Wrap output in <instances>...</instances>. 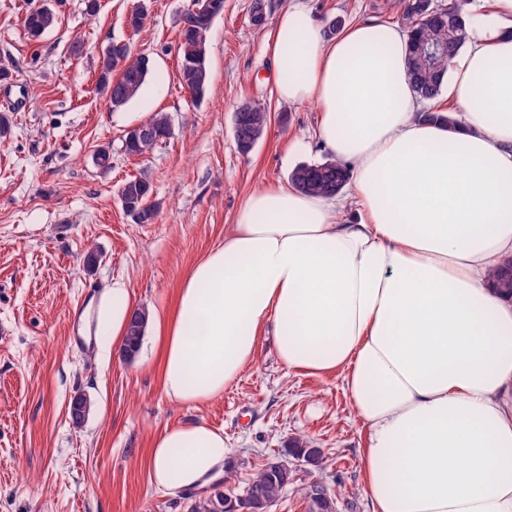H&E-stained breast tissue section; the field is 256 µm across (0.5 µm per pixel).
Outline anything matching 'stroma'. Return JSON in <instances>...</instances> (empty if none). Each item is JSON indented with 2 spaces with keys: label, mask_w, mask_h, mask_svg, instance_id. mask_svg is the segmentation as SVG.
<instances>
[{
  "label": "stroma",
  "mask_w": 512,
  "mask_h": 512,
  "mask_svg": "<svg viewBox=\"0 0 512 512\" xmlns=\"http://www.w3.org/2000/svg\"><path fill=\"white\" fill-rule=\"evenodd\" d=\"M304 2L322 28L367 19L395 23V0H267L272 15ZM44 0H0V58L13 81L0 84V512H188L198 490L150 486L147 456L175 424L223 429L227 487L241 492L257 469L306 438L324 453L303 464L271 512H308L305 488L322 480L338 512H370L362 452L368 432L338 375L291 372L272 337L215 400L170 401L146 332L133 360L96 324V306L113 282L135 307L167 311L190 268L224 240L246 197L285 185L302 163L322 161L314 104L280 101L269 51L272 27L249 22L251 0H224L208 40L210 90L194 104L179 81V19L192 0H149L148 19L132 31L126 16L139 0H51L54 30L32 38L22 19ZM112 40L148 54L153 75L141 93L111 107L96 88L97 59ZM27 109H19L18 97ZM249 100L266 102L271 123L250 153L234 141L232 116ZM168 113L171 135L148 154L121 150L125 131ZM109 150L111 167L97 166ZM147 176L159 211L136 224L119 188ZM96 247L100 262L86 268ZM90 405L74 420L70 405Z\"/></svg>",
  "instance_id": "35a3bbf8"
}]
</instances>
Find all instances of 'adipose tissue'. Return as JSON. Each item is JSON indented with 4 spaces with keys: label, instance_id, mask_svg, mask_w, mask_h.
<instances>
[{
    "label": "adipose tissue",
    "instance_id": "obj_1",
    "mask_svg": "<svg viewBox=\"0 0 512 512\" xmlns=\"http://www.w3.org/2000/svg\"><path fill=\"white\" fill-rule=\"evenodd\" d=\"M406 45L396 24L329 41L307 7L278 15L277 95L315 104L347 190L247 197L159 319L162 387L220 397L272 333L286 369L339 374L368 429L372 512H512V297L489 279L512 259V0H491L451 61L454 129L421 120ZM133 310L113 283L97 324L124 342ZM226 455L223 430L167 427L150 483L199 487Z\"/></svg>",
    "mask_w": 512,
    "mask_h": 512
}]
</instances>
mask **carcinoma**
Here are the masks:
<instances>
[{"label": "carcinoma", "instance_id": "carcinoma-1", "mask_svg": "<svg viewBox=\"0 0 512 512\" xmlns=\"http://www.w3.org/2000/svg\"><path fill=\"white\" fill-rule=\"evenodd\" d=\"M207 1L217 9L216 15L224 13V0H195L180 20V80L195 102L203 100L210 88L207 46L213 22L199 12ZM469 4L470 0H402V23L408 35L407 72L412 90L422 102H430L440 95L451 60L466 44L467 31L473 20ZM56 23V13L47 4L28 11L23 20L26 31L34 37L43 35ZM439 45L443 47L441 56L433 53ZM150 75L148 55L133 51L127 42L113 41L99 55L97 87L114 108L134 99ZM242 108L240 127L234 139L239 152L247 154L267 130L271 115L266 103L256 100L244 103ZM144 124L154 129L155 136L151 139L124 136L122 151L125 154L143 155L171 134L170 117L165 112L154 113ZM290 180L304 192L334 196L347 184L349 170L328 158L297 166L291 172ZM152 194V184L145 176L134 177L122 185L119 190L122 207L134 223L150 224L156 217L158 204L150 201ZM492 283L496 290L511 295L512 263L492 273ZM148 320L146 309L135 310L134 321L128 323L122 347L125 359L131 360L139 352ZM290 457L300 458L317 469L323 463L320 449L295 437L288 445L286 458L267 462L254 474L243 493H234L232 498L242 500L252 512H261L264 504L276 500L285 487L282 471L289 465ZM225 500L227 497L223 492L210 493L192 503L190 512H228L224 509ZM308 512H335L334 498L327 490H322L318 498L308 499Z\"/></svg>", "mask_w": 512, "mask_h": 512}]
</instances>
